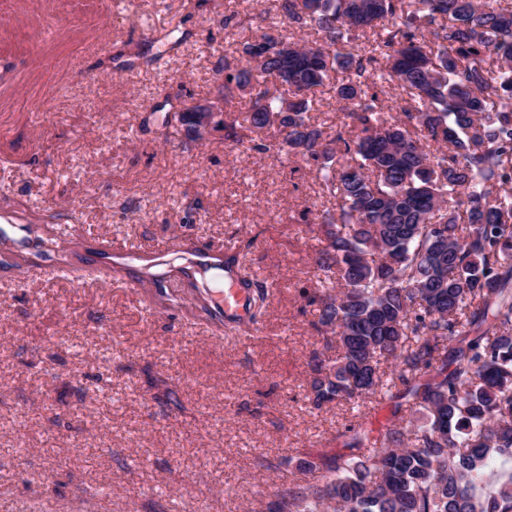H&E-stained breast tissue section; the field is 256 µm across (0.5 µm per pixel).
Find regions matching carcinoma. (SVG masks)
<instances>
[{
  "label": "carcinoma",
  "instance_id": "cac0c4a2",
  "mask_svg": "<svg viewBox=\"0 0 512 512\" xmlns=\"http://www.w3.org/2000/svg\"><path fill=\"white\" fill-rule=\"evenodd\" d=\"M290 25L224 64L249 96L244 121L325 172L339 203L317 264L339 291L316 330L340 350L318 362L313 402L376 394L425 410L422 425L360 429L322 482L278 491V512H512V5L504 0H285ZM382 26L352 46L356 31ZM430 40H425V35ZM349 122L328 138L312 93L335 68ZM273 76L285 99L260 89ZM408 92L401 115L385 85ZM393 365L390 376L381 362Z\"/></svg>",
  "mask_w": 512,
  "mask_h": 512
}]
</instances>
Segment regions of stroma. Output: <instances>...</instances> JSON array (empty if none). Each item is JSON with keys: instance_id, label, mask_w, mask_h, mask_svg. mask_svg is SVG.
<instances>
[{"instance_id": "obj_1", "label": "stroma", "mask_w": 512, "mask_h": 512, "mask_svg": "<svg viewBox=\"0 0 512 512\" xmlns=\"http://www.w3.org/2000/svg\"><path fill=\"white\" fill-rule=\"evenodd\" d=\"M225 2L0 0V512H275L300 464L396 413L312 404L316 166L154 111L243 118L224 66L282 0ZM228 241L261 311L178 271ZM188 108H190L189 112H185L188 111ZM188 108L184 107L180 110L181 112H174L173 116L190 138L196 139L188 128L192 123L190 112L193 113V133L198 140L207 139L218 128L230 129L232 131L235 129L236 118L229 121L224 119V102L222 97H218L215 100L199 101L191 104Z\"/></svg>"}]
</instances>
